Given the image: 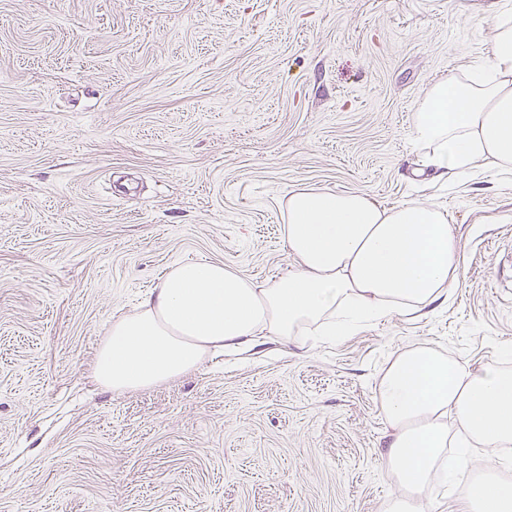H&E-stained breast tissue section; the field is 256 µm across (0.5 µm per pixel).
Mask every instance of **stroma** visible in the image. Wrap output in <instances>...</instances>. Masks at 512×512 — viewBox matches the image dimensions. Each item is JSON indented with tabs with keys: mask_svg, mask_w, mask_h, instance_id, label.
Here are the masks:
<instances>
[{
	"mask_svg": "<svg viewBox=\"0 0 512 512\" xmlns=\"http://www.w3.org/2000/svg\"><path fill=\"white\" fill-rule=\"evenodd\" d=\"M512 0H0V512H383L378 387L425 345L512 369V175L418 187L412 115ZM448 210L447 305L117 395L114 317L178 261L263 284L288 191Z\"/></svg>",
	"mask_w": 512,
	"mask_h": 512,
	"instance_id": "stroma-1",
	"label": "stroma"
}]
</instances>
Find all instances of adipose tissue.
<instances>
[{
    "label": "adipose tissue",
    "instance_id": "ef3b65f1",
    "mask_svg": "<svg viewBox=\"0 0 512 512\" xmlns=\"http://www.w3.org/2000/svg\"><path fill=\"white\" fill-rule=\"evenodd\" d=\"M495 35L478 73L448 74L426 89L413 116L420 163L448 182L512 173V12L495 14ZM292 264L260 287L210 260L176 263L139 309L113 319L99 342L94 377L121 394L196 370L212 352L237 356L266 338L343 335L347 326L392 312L427 315L447 302L460 241L447 210L379 206L363 191H290L282 203ZM391 429L386 456L402 486L431 493L451 443L446 416L485 449L449 466L467 477L462 512H512V482L491 472L512 445V370L473 368L416 345L389 365L379 387Z\"/></svg>",
    "mask_w": 512,
    "mask_h": 512
}]
</instances>
